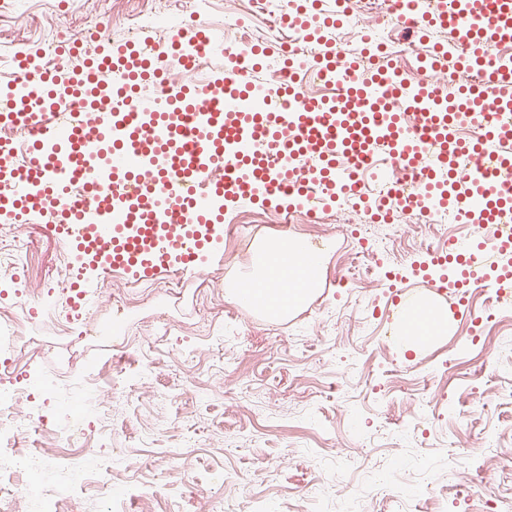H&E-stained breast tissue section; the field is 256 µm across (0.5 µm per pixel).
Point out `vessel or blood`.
<instances>
[{
    "label": "vessel or blood",
    "mask_w": 512,
    "mask_h": 512,
    "mask_svg": "<svg viewBox=\"0 0 512 512\" xmlns=\"http://www.w3.org/2000/svg\"><path fill=\"white\" fill-rule=\"evenodd\" d=\"M433 80L415 82L381 54L374 31L353 54L329 41L353 0H291L284 25L304 48L257 42L247 61L202 23H182L161 46L115 44L87 29L52 51L24 47L13 63L0 124L29 128L25 160L0 146V223L47 224L77 271L69 304L84 307L101 275L149 283L201 270L224 247V216L244 205L311 214L349 203L387 220L384 197L429 215L464 206L473 234L451 235L413 266L394 306L393 331L433 325L429 301L454 296L471 316L477 288L512 293V0H385ZM221 59L198 82L184 80L193 55ZM278 56L272 84L252 70ZM336 86L325 101L302 88L300 65ZM458 76L455 84L443 75ZM416 173L413 184L394 169ZM266 282L301 287L298 268L269 265Z\"/></svg>",
    "instance_id": "1"
}]
</instances>
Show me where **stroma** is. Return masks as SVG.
<instances>
[{"mask_svg": "<svg viewBox=\"0 0 512 512\" xmlns=\"http://www.w3.org/2000/svg\"><path fill=\"white\" fill-rule=\"evenodd\" d=\"M137 0H0V84L13 78L11 57L47 28L103 26L112 42L128 39L127 14ZM466 224L427 231L401 218L381 254L384 269L408 267L425 244L464 235ZM272 224L241 214L234 234L207 268L186 276L178 294L151 289L124 316L131 343L64 333L32 320L14 357L21 382L83 370L100 357L112 370L98 382L112 426L113 457L130 493L112 496V512H136V489L161 494L158 512H402L421 497L434 512H501L512 506V316L490 312L482 293L472 308L482 329L454 321L448 334L420 352L401 351L384 313L391 292L379 278L358 275L354 257L383 236L379 225L299 224L291 237L323 248L320 286L288 318L256 319L210 273L225 278L250 266L258 242L278 236ZM27 251L30 307L46 297L63 264L58 239L39 224H0V249ZM166 366L148 379L150 406L127 383L145 351Z\"/></svg>", "mask_w": 512, "mask_h": 512, "instance_id": "stroma-1", "label": "stroma"}]
</instances>
